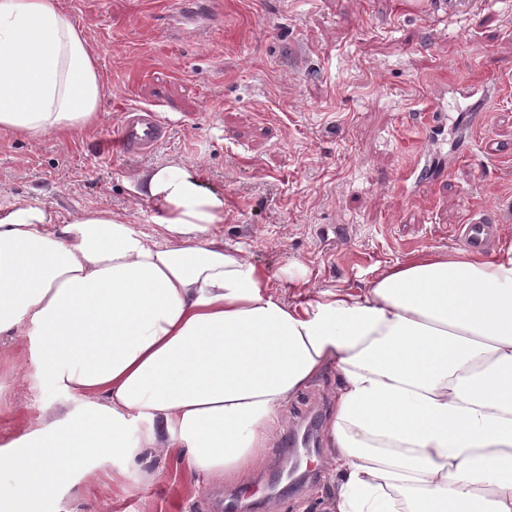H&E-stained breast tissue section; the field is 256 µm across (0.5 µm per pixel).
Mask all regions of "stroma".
<instances>
[{
  "label": "stroma",
  "mask_w": 512,
  "mask_h": 512,
  "mask_svg": "<svg viewBox=\"0 0 512 512\" xmlns=\"http://www.w3.org/2000/svg\"><path fill=\"white\" fill-rule=\"evenodd\" d=\"M81 23L106 83L91 133L40 140L0 134V205L39 199L61 221L86 209L152 231L153 205L134 197L137 172L196 169L224 192L214 234L273 273L274 292L299 304L325 290L364 288L409 254L454 249L470 209L512 197V0H478L474 16L435 0H58ZM223 16L212 26L205 9ZM496 89L473 137L457 132V103L474 84ZM448 108L418 154L397 145L405 116L430 92ZM156 111L169 125L151 153L113 147L124 112ZM290 268L304 283L280 277ZM26 337L0 334V440L40 423L50 392L33 389ZM328 371L284 409L261 462L244 478L187 479L178 459L148 452L132 480L90 474L72 512H224L295 456L286 431L330 413ZM310 478L259 512H330L338 477L327 449Z\"/></svg>",
  "instance_id": "stroma-1"
}]
</instances>
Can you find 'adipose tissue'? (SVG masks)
<instances>
[{"instance_id":"adipose-tissue-1","label":"adipose tissue","mask_w":512,"mask_h":512,"mask_svg":"<svg viewBox=\"0 0 512 512\" xmlns=\"http://www.w3.org/2000/svg\"><path fill=\"white\" fill-rule=\"evenodd\" d=\"M104 96L58 0H0V134H85ZM130 190L155 203L153 233L0 207V334L28 337L29 381L59 401L0 441V512H61L84 476L137 477L158 444L193 479H240L330 368L332 512H512V256L423 251L293 306L212 235L224 194L196 170L147 167Z\"/></svg>"}]
</instances>
